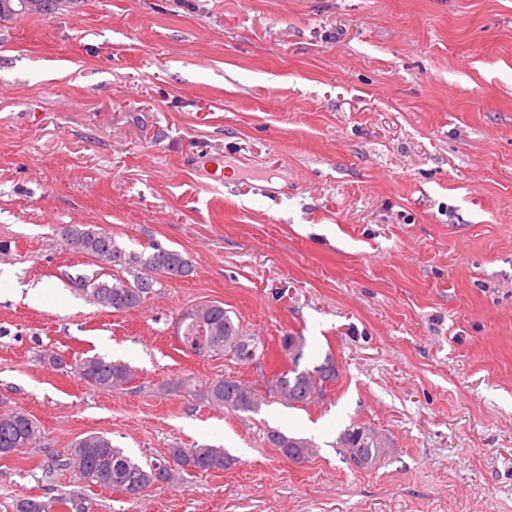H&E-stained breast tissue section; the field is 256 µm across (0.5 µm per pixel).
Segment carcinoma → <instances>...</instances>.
I'll list each match as a JSON object with an SVG mask.
<instances>
[{
  "label": "carcinoma",
  "instance_id": "carcinoma-1",
  "mask_svg": "<svg viewBox=\"0 0 512 512\" xmlns=\"http://www.w3.org/2000/svg\"><path fill=\"white\" fill-rule=\"evenodd\" d=\"M67 237L81 243V252L92 255L109 264L124 268L132 280L109 283H91L90 296L103 307L133 310L152 292L156 276L186 278L194 272L191 261L181 252L163 248L157 244L140 252L121 247L112 234L75 224L63 227ZM179 329L183 342L202 357L224 356L241 363L251 362L250 348H258L254 338L243 334L224 307L203 303L186 312L180 319ZM288 340H281V347L292 362L290 369L280 373L269 383L268 390L281 403L303 406L326 393V385L336 380V366L332 356L313 369H299L304 352L294 355L288 351ZM41 362L53 369L70 368L92 390L110 392L125 387L133 379V370L121 360L100 355L86 356L69 364L59 352L47 349L40 354ZM175 388L189 395L198 396L209 404L230 411L257 412L261 407L256 393L249 385L222 375L198 384L192 380L179 381ZM43 438V429L36 418L23 410L0 413V456L34 448ZM268 442L278 448L283 456L295 462L305 461L318 453L317 444L304 437L288 436L270 429ZM338 444L344 455H359L361 469L375 467L390 453L388 440L379 436L378 430L365 423H353L339 436ZM175 465H168L164 458L143 462L112 439L100 433L88 434L79 439L62 466L79 472L88 481L110 489L125 491L129 487L138 490L142 497L155 484H174L183 479V473L222 471L231 465L232 458L222 448L211 445H195L191 448H171ZM15 512H92V502L82 493L68 497H31L15 503Z\"/></svg>",
  "mask_w": 512,
  "mask_h": 512
}]
</instances>
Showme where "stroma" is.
Returning <instances> with one entry per match:
<instances>
[{"label":"stroma","instance_id":"stroma-1","mask_svg":"<svg viewBox=\"0 0 512 512\" xmlns=\"http://www.w3.org/2000/svg\"><path fill=\"white\" fill-rule=\"evenodd\" d=\"M68 224L195 272L112 311L74 281L127 272L68 250ZM1 242L0 411L44 439L0 458V512L75 491L95 512H512V0H80L0 22ZM204 302L264 358L187 348L178 321ZM288 334L301 368L336 361L315 404L173 388L265 392ZM49 348L134 377L91 390L40 364ZM364 422L393 448L371 470L337 448ZM270 428L317 455L284 457ZM94 432L235 463L130 500L59 468ZM251 386L223 375L196 384L193 380L178 381L176 390L199 396L209 404L230 411L258 412L263 401L258 400Z\"/></svg>","mask_w":512,"mask_h":512}]
</instances>
